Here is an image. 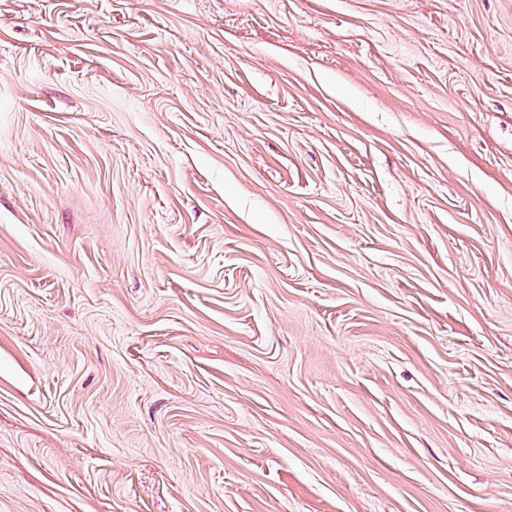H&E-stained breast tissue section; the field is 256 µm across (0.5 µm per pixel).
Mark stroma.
I'll list each match as a JSON object with an SVG mask.
<instances>
[{
	"label": "stroma",
	"mask_w": 512,
	"mask_h": 512,
	"mask_svg": "<svg viewBox=\"0 0 512 512\" xmlns=\"http://www.w3.org/2000/svg\"><path fill=\"white\" fill-rule=\"evenodd\" d=\"M0 512H512V0H0Z\"/></svg>",
	"instance_id": "1"
}]
</instances>
